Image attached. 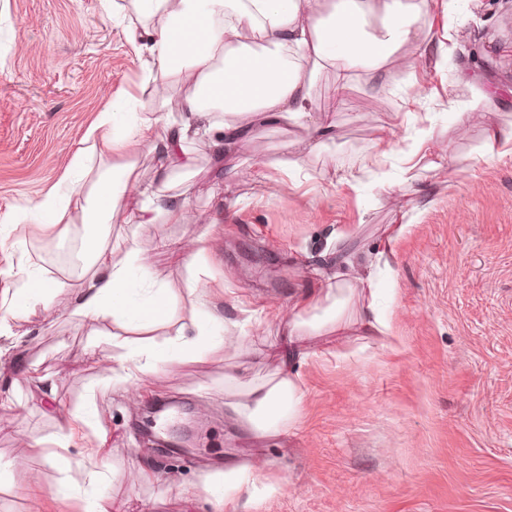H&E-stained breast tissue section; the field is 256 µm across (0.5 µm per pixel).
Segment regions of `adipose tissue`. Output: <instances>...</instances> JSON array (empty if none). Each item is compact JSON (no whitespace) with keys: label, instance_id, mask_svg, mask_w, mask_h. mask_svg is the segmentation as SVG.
<instances>
[{"label":"adipose tissue","instance_id":"1","mask_svg":"<svg viewBox=\"0 0 512 512\" xmlns=\"http://www.w3.org/2000/svg\"><path fill=\"white\" fill-rule=\"evenodd\" d=\"M145 24L130 32L149 55L154 76V105L134 120L116 112L100 113L71 160L82 175L66 195L47 194L29 201L6 216L18 224L34 213H48L53 224H108L115 209L125 206L133 173L132 157L152 136L159 118L182 114L177 130L158 145V175L166 177L174 166L187 165L182 150L190 136L210 135L214 152L239 137L244 127L228 121H211L209 107L231 115H248L254 121H302L317 106L306 69L331 66L337 91H345L353 70H364L374 95L387 91L391 71L412 69L434 40L426 18L433 8L453 13L461 0H338L326 14H313L310 0H134ZM160 25H152L154 17ZM377 18L369 27V18ZM259 32L263 46L240 45L243 31ZM180 75L188 90L175 97L168 91L171 75ZM95 272L65 309L89 328L112 320L119 328L111 343L120 351L115 364L101 367L104 381H126L154 370L172 357L200 359L218 344L220 317L197 316L192 333L177 330L165 343L150 338H130L123 330L135 325L149 329L171 316V297L162 281H154L150 297L140 305L130 300L131 279L140 267L137 248H129L121 261L101 236L85 245ZM323 296L305 294L292 306V329H307L319 336L346 326L339 314L343 299L332 282L322 285ZM327 300L323 316H310L319 300ZM303 391L292 361H285L271 381L254 385L242 399L227 407L244 419L253 432L265 435L286 429L298 418ZM275 481H260L248 467L226 469L222 482L209 488L217 507L253 497L257 491L274 493Z\"/></svg>","mask_w":512,"mask_h":512}]
</instances>
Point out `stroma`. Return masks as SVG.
<instances>
[{
    "label": "stroma",
    "mask_w": 512,
    "mask_h": 512,
    "mask_svg": "<svg viewBox=\"0 0 512 512\" xmlns=\"http://www.w3.org/2000/svg\"><path fill=\"white\" fill-rule=\"evenodd\" d=\"M467 40L433 51L396 74L376 98L363 72L337 94L333 69L315 81L319 109L298 126L281 120L252 127L215 158L208 142H186L190 170L158 182V156L144 144L128 188L130 201L157 193L185 202L183 222L134 223L113 212L104 237L113 260L141 253L142 275L162 280L173 300L169 322L151 328L157 342L190 325L196 299L187 288L185 246L204 239L208 276L197 284L224 320V344L197 361L171 358L155 373L102 383L112 361L111 321L91 336L82 320L42 309L10 321L0 357V512H83L110 498L121 512H216L206 490L229 466L262 469L279 484L237 512H512V153L489 144L512 126V0H469L452 16ZM131 0H0V219L57 188L86 130L100 112L128 100L150 103L148 54L126 36L137 26ZM425 85L418 103L407 83ZM480 111L466 127L456 115ZM431 119L446 151L407 163L380 151V128L403 139ZM332 124L325 146L307 132ZM494 157H487V150ZM236 169L238 177L225 178ZM394 185L376 187L378 174ZM406 202L399 212L398 202ZM405 233L383 250L391 229ZM84 225L44 228L42 218L0 234V290L27 272L79 286L92 268L72 273L47 260L64 252ZM167 247H159V240ZM375 275L392 336H368L358 324L364 299L350 268ZM343 281L348 327L291 336L294 300ZM245 341L248 373L237 368ZM304 392L287 431L254 439L226 410L251 384L270 381L288 348ZM85 403L91 428L60 440L62 410ZM106 446L92 456V429ZM56 452L19 449L22 437ZM154 476L130 485L143 460ZM97 472L87 482L77 468Z\"/></svg>",
    "instance_id": "stroma-1"
}]
</instances>
